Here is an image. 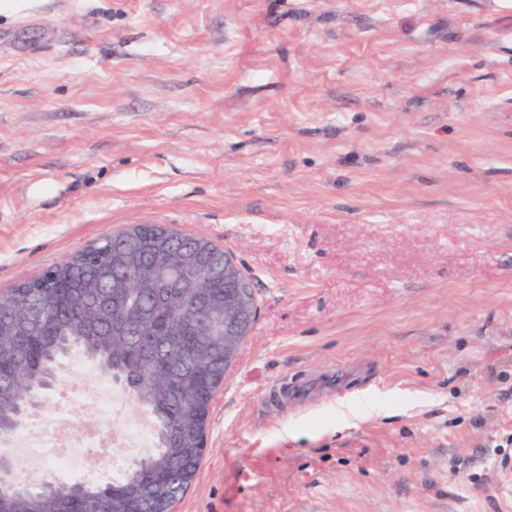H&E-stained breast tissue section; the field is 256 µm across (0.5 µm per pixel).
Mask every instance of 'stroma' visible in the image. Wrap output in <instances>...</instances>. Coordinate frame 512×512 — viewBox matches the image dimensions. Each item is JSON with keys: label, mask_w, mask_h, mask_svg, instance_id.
<instances>
[{"label": "stroma", "mask_w": 512, "mask_h": 512, "mask_svg": "<svg viewBox=\"0 0 512 512\" xmlns=\"http://www.w3.org/2000/svg\"><path fill=\"white\" fill-rule=\"evenodd\" d=\"M137 224L260 306L175 512H512L506 0H0V293ZM391 399L389 391L375 390L368 395L364 392L353 395L336 406V419L350 423L365 416L378 414L387 407Z\"/></svg>", "instance_id": "1"}]
</instances>
